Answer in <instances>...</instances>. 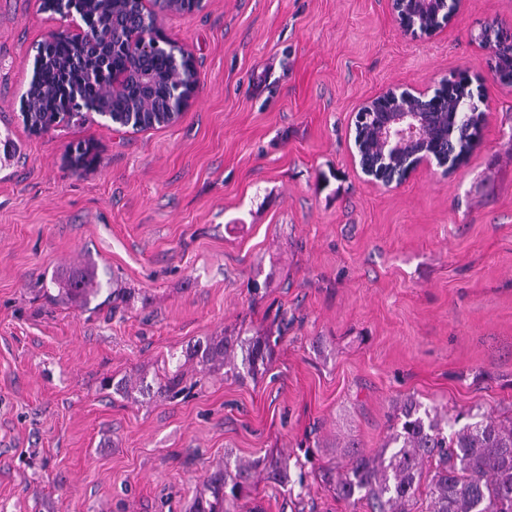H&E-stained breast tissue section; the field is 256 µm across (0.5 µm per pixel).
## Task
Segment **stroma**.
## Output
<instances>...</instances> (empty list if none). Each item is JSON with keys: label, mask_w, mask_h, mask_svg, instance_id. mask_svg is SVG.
I'll use <instances>...</instances> for the list:
<instances>
[{"label": "stroma", "mask_w": 512, "mask_h": 512, "mask_svg": "<svg viewBox=\"0 0 512 512\" xmlns=\"http://www.w3.org/2000/svg\"><path fill=\"white\" fill-rule=\"evenodd\" d=\"M41 3L0 0V134L17 148L0 156V512H187L222 464L377 452L408 397L452 421L512 416V84L480 39L512 33V0H464L414 38L388 0H149L195 63L179 119L135 132L89 112L36 135L34 56L72 27ZM461 72L479 145L452 173L370 183L362 105ZM84 269L99 294L58 300ZM256 334L278 340L257 377L186 358ZM178 370L182 394L153 391ZM241 512L368 508L261 481Z\"/></svg>", "instance_id": "35a3bbf8"}]
</instances>
